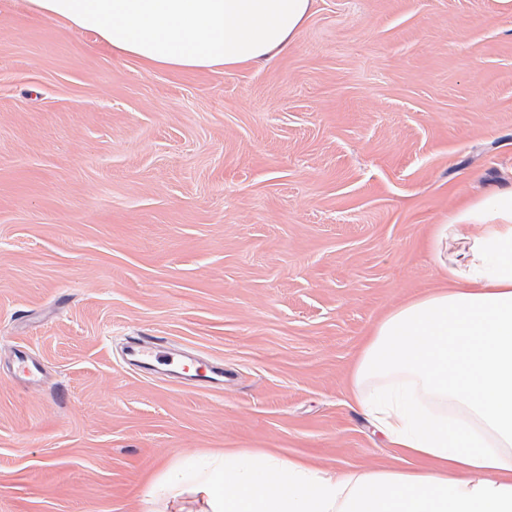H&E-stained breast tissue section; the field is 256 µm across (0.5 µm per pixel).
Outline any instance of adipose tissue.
<instances>
[{"mask_svg": "<svg viewBox=\"0 0 512 512\" xmlns=\"http://www.w3.org/2000/svg\"><path fill=\"white\" fill-rule=\"evenodd\" d=\"M149 67L266 62L316 0H28ZM447 281L382 318L351 373L352 408L399 465L319 472L304 460L231 448L173 471L149 512L188 495L204 512H512V188L435 225Z\"/></svg>", "mask_w": 512, "mask_h": 512, "instance_id": "1", "label": "adipose tissue"}]
</instances>
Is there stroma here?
<instances>
[{
    "mask_svg": "<svg viewBox=\"0 0 512 512\" xmlns=\"http://www.w3.org/2000/svg\"><path fill=\"white\" fill-rule=\"evenodd\" d=\"M507 187L512 0H317L270 63L213 71L0 0V512H144L212 449L395 467L348 406L359 344L438 284L431 225ZM131 336L223 386L144 375ZM44 372L45 367L42 361L27 347H19L14 351L12 374L14 381L25 385H35Z\"/></svg>",
    "mask_w": 512,
    "mask_h": 512,
    "instance_id": "1",
    "label": "stroma"
}]
</instances>
